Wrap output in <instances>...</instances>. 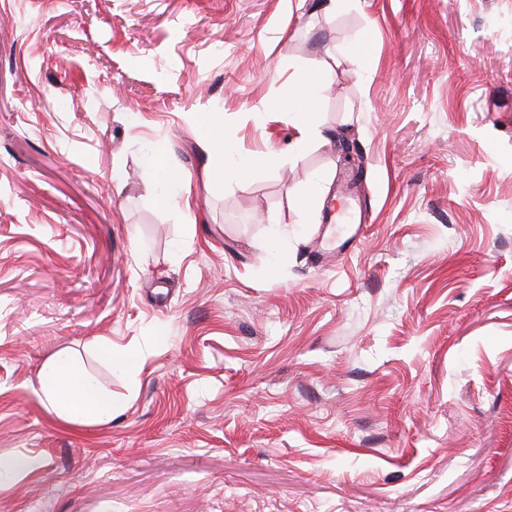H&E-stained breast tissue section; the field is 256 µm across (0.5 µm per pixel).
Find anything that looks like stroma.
<instances>
[{
  "label": "stroma",
  "mask_w": 512,
  "mask_h": 512,
  "mask_svg": "<svg viewBox=\"0 0 512 512\" xmlns=\"http://www.w3.org/2000/svg\"><path fill=\"white\" fill-rule=\"evenodd\" d=\"M204 116L277 165L210 183ZM14 460L0 512H512V0H0ZM302 92L296 96H292L288 101L282 102L280 108L283 110H295L301 114L313 112L315 109L316 99L310 92L312 83L309 73L305 70L299 71ZM141 168L146 182L150 183L158 178H163L172 186L171 191L162 199L164 204H178L182 202L185 207H190L189 198H183L182 196L185 176L181 170L169 162L164 147L157 146L154 150L144 155L141 161ZM42 393L61 404L65 420L75 423H94L112 418L117 401L91 382L67 357L58 356L45 366Z\"/></svg>",
  "instance_id": "obj_1"
}]
</instances>
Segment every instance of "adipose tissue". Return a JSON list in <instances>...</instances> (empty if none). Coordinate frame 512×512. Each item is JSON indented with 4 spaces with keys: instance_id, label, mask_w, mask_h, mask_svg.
<instances>
[{
    "instance_id": "ef3b65f1",
    "label": "adipose tissue",
    "mask_w": 512,
    "mask_h": 512,
    "mask_svg": "<svg viewBox=\"0 0 512 512\" xmlns=\"http://www.w3.org/2000/svg\"><path fill=\"white\" fill-rule=\"evenodd\" d=\"M141 168L146 182L161 178L170 184L171 190L164 198L165 203L182 202L185 176L169 162L164 147H156L144 155ZM41 391L49 400L60 402L62 415L70 422H100L111 418L117 407L116 400L110 394L100 390L62 355L46 364Z\"/></svg>"
}]
</instances>
